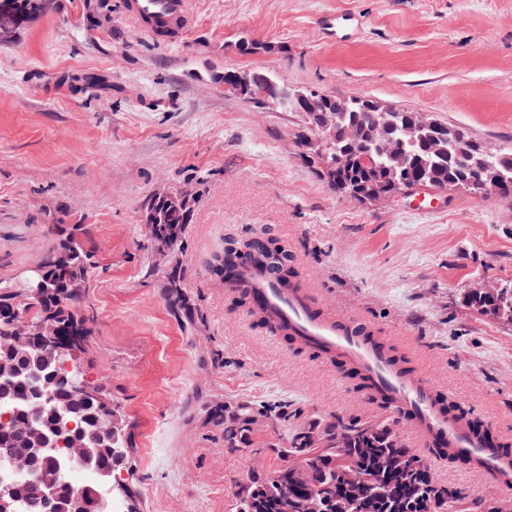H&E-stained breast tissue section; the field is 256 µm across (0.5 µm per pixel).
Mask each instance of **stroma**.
Returning a JSON list of instances; mask_svg holds the SVG:
<instances>
[{
	"instance_id": "stroma-1",
	"label": "stroma",
	"mask_w": 512,
	"mask_h": 512,
	"mask_svg": "<svg viewBox=\"0 0 512 512\" xmlns=\"http://www.w3.org/2000/svg\"><path fill=\"white\" fill-rule=\"evenodd\" d=\"M178 44L141 32L122 0H54L0 42V283H21L73 228L95 255L80 361L124 414L123 480L137 512H230L258 469L212 417L225 403H288L289 426L378 420L336 365L258 327L209 263L254 228L288 241L314 301L393 337L493 438L512 435V323L464 297L512 281V198L461 191L362 204L334 193L296 145L298 113L225 93L228 69L288 88L366 97L512 148V0H193ZM344 17L336 31L327 16ZM272 44L243 54L242 38ZM198 196L179 256L184 307L143 247L146 201ZM434 480L472 501L512 490L444 459Z\"/></svg>"
}]
</instances>
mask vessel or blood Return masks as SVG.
Masks as SVG:
<instances>
[{"label":"vessel or blood","instance_id":"b4317fda","mask_svg":"<svg viewBox=\"0 0 512 512\" xmlns=\"http://www.w3.org/2000/svg\"><path fill=\"white\" fill-rule=\"evenodd\" d=\"M124 12L136 18L149 36L169 44L181 42L196 22L191 0H124ZM232 284L247 288L305 349L359 367L371 388L410 420L420 444L444 445L463 466L501 489L512 488V455L488 444L456 413L446 411L436 385L424 373L403 372L387 351L390 338L376 335L359 317L316 309L307 289L280 288L269 272L245 266Z\"/></svg>","mask_w":512,"mask_h":512}]
</instances>
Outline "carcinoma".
<instances>
[{"mask_svg": "<svg viewBox=\"0 0 512 512\" xmlns=\"http://www.w3.org/2000/svg\"><path fill=\"white\" fill-rule=\"evenodd\" d=\"M15 4L22 18L52 8V0H15ZM348 106V111L336 113V134L328 148V159H338L334 176L324 172L325 159L306 155L311 166L322 173L337 194L371 203L373 199L364 193L366 185L378 192L379 200L417 188L453 190L477 179L485 171L487 161L496 165L501 197L512 198V149L503 148L487 159L482 142L467 129L455 126L448 127V139L433 149L434 128L404 134L415 121L416 113L376 112L364 104L362 97L348 98ZM390 137L404 139L410 167L403 183L394 173L393 162L384 147V141ZM155 207L162 211L163 218L158 224L147 225V249L152 251L157 244L165 245L174 260L181 250L190 215L169 213L159 202ZM58 251L64 256L57 262L47 263L48 283L41 291L36 293L17 284L0 285V358L7 355L16 365L13 375H0V416L7 413L13 421L9 426L0 424V466H9L6 460L9 448L44 449L36 462L35 474L12 484V495L5 501L9 512H74L79 505L84 512H109L101 507L98 497L104 485L112 481L111 451L130 459L132 445L127 431L112 438L100 436L95 410L81 411L83 469L97 478L96 486L82 491L69 480L67 471L71 461L67 451L57 443L61 438L58 431L72 421V417L61 416L57 410L70 396L67 379L82 369L78 352L83 348L84 337L90 333V319L77 312V295L67 294L66 285L70 281H84L93 265V254L73 236L59 243ZM244 264L275 271L284 288L301 287L288 242L269 236L264 228L254 230L245 241L226 239L224 249L212 258V269L222 279ZM228 292L234 305L246 308L261 328L270 333L276 329L271 316L254 304L247 290L230 288ZM465 302L482 315L512 322V284L501 287L495 295L473 288L466 294ZM14 314L53 318L60 328L61 342L69 346L68 352H49L13 335L9 322ZM36 394L46 398L47 404L34 418L30 399ZM230 407L231 410L220 409L214 415L224 429V447L231 451L253 447L255 430L249 419L253 406L238 407L232 403ZM394 425L395 419L389 417L378 421L335 418L322 426H299L284 438L274 433L264 446L277 449L282 463L265 476L243 485L235 495L233 512H278L282 487L290 481L289 458L301 450L308 453L310 474L300 484L297 496L302 498L310 490L326 498V512H336L338 498L347 500V512H473L459 491L432 479L427 460L418 454L401 492L395 497L384 495L386 460L410 452L395 438ZM341 431L349 433L350 443L348 451L339 456L329 446ZM350 467L364 475V484L357 491L340 485L342 471ZM45 478L55 481L56 498L51 501L41 494V481Z\"/></svg>", "mask_w": 512, "mask_h": 512, "instance_id": "1", "label": "carcinoma"}]
</instances>
